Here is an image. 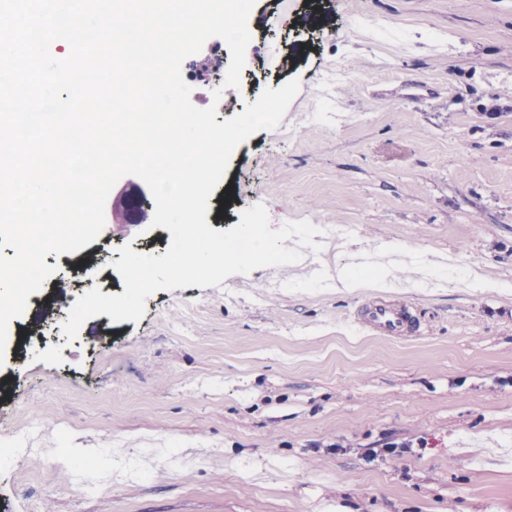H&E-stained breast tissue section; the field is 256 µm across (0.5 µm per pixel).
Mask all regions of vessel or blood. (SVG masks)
<instances>
[{"label":"vessel or blood","instance_id":"1","mask_svg":"<svg viewBox=\"0 0 512 512\" xmlns=\"http://www.w3.org/2000/svg\"><path fill=\"white\" fill-rule=\"evenodd\" d=\"M348 324L358 332L405 337L418 333L420 321L410 304L382 297L367 302Z\"/></svg>","mask_w":512,"mask_h":512}]
</instances>
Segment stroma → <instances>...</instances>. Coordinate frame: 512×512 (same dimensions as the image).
Masks as SVG:
<instances>
[{
  "label": "stroma",
  "instance_id": "1",
  "mask_svg": "<svg viewBox=\"0 0 512 512\" xmlns=\"http://www.w3.org/2000/svg\"><path fill=\"white\" fill-rule=\"evenodd\" d=\"M249 28L217 122L265 89L300 88L277 128L235 149L209 227L261 204L274 230L349 226L330 243L337 266L385 240L452 257L460 275L345 292L310 269L262 267L157 291L140 321L101 314L70 341L65 309L48 304L89 290L75 263L171 243L160 226L122 227L121 178L99 237L70 263L47 255L55 274L10 323L0 448L31 422L39 436L0 469V512H512V291L463 277L512 281V99L496 97L512 88V0H296L286 13L257 0ZM222 45L193 57L197 107L222 88L206 70ZM415 82L432 95L396 90ZM380 296L414 304L423 335L351 332L346 317ZM78 445L98 448L85 496L63 454Z\"/></svg>",
  "mask_w": 512,
  "mask_h": 512
}]
</instances>
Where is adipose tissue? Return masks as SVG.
I'll return each mask as SVG.
<instances>
[{
  "label": "adipose tissue",
  "instance_id": "ef3b65f1",
  "mask_svg": "<svg viewBox=\"0 0 512 512\" xmlns=\"http://www.w3.org/2000/svg\"><path fill=\"white\" fill-rule=\"evenodd\" d=\"M372 270L370 278H363L350 267L323 266L320 272L322 281L336 284L337 287L352 292L359 288H394L399 282L400 273L412 271L421 272L422 267L411 256L397 246L382 242L360 261L358 268Z\"/></svg>",
  "mask_w": 512,
  "mask_h": 512
}]
</instances>
